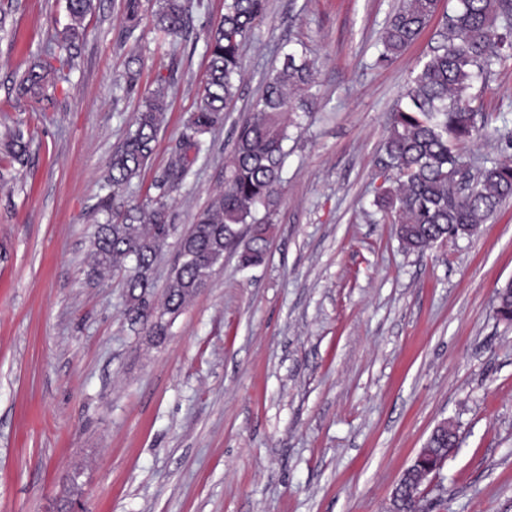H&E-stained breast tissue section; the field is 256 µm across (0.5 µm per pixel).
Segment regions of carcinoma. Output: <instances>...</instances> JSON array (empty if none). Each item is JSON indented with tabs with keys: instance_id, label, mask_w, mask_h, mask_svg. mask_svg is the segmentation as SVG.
<instances>
[{
	"instance_id": "obj_1",
	"label": "carcinoma",
	"mask_w": 512,
	"mask_h": 512,
	"mask_svg": "<svg viewBox=\"0 0 512 512\" xmlns=\"http://www.w3.org/2000/svg\"><path fill=\"white\" fill-rule=\"evenodd\" d=\"M95 0H67L73 24L58 48L73 57L84 16ZM139 0H126L125 35L140 24ZM190 0H153L151 21L166 37L183 35L188 26ZM265 11V0H224V17L206 38L207 78L195 111L180 134L164 172L160 193L145 203H128L123 192L152 160L167 109L165 82L142 99L134 129L112 151V161L99 208L108 219L96 225L89 254V276L102 280L112 270L125 268L126 288L134 301L135 319L150 316L148 289L161 244L169 233L167 198L179 189L204 150V136L224 125L226 109L238 92L242 50ZM439 11V0H402L388 19L377 66L391 64L411 46ZM438 44L421 61L397 101L384 142L383 181L374 205L383 220L395 225L405 249L422 251L450 238L468 236L488 223L501 204L512 199V155L470 172L462 182L454 176L471 168L461 143L477 136L512 148V131L477 119L478 80L493 67L512 58V0H456L444 14ZM48 70L31 66L19 79V95L33 103L45 99ZM314 65L290 53L283 66L266 77L260 96L235 128L233 150L224 167V189L211 200L185 233L174 275L166 290V310L175 313L204 287L224 252L239 244L241 226L250 238L241 263H260L267 247L269 225L254 214L276 209L283 183L290 129L300 128L299 113L314 110ZM12 159L24 164L27 142L20 129L6 134ZM504 320L512 318V282L497 290Z\"/></svg>"
}]
</instances>
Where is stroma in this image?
Segmentation results:
<instances>
[{
  "label": "stroma",
  "instance_id": "obj_1",
  "mask_svg": "<svg viewBox=\"0 0 512 512\" xmlns=\"http://www.w3.org/2000/svg\"><path fill=\"white\" fill-rule=\"evenodd\" d=\"M126 0H98L68 64L48 54L66 0H0V512H386L443 420L459 445L422 492L424 512H512V324L495 313L512 280V200L470 236L406 251L373 206L387 115L436 39L431 22L391 65L373 61L399 0H266L243 48L224 125L168 199L170 235L135 323L125 273L88 278L112 148L142 96L169 83L151 165L130 200L158 195L207 65L224 0H201L185 37L149 10L123 36ZM318 103L288 143L262 264L227 250L179 312L164 307L180 235L222 183L235 123L294 50ZM140 61L134 90L115 85ZM57 66L31 109L17 82ZM512 123V59L476 102ZM162 333H155L154 324Z\"/></svg>",
  "mask_w": 512,
  "mask_h": 512
}]
</instances>
